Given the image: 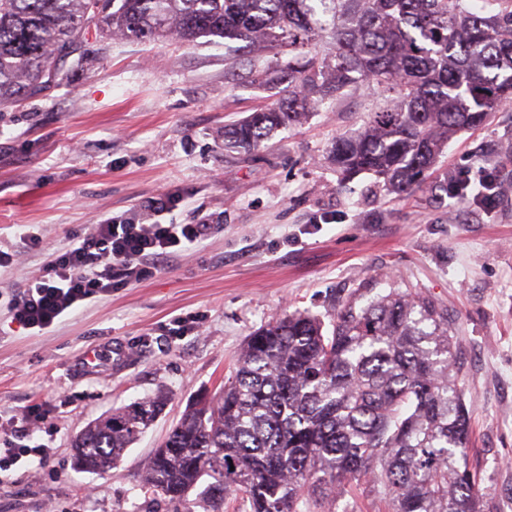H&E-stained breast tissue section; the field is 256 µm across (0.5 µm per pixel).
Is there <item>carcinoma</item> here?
Listing matches in <instances>:
<instances>
[{"mask_svg":"<svg viewBox=\"0 0 512 512\" xmlns=\"http://www.w3.org/2000/svg\"><path fill=\"white\" fill-rule=\"evenodd\" d=\"M155 41L242 43L253 81L288 91L224 127V145L259 147L317 104L365 85L390 104L336 138L340 180L370 173L391 194L424 186L448 140L512 102V0H0V107L83 63L89 28ZM288 54L259 69L251 53ZM322 318L295 310L249 336L222 391L192 404L149 458L144 485L206 512L242 494L249 512H333L361 487L387 512H483L468 460L470 408L448 310L391 292ZM134 402L74 439L73 468L103 474L159 415Z\"/></svg>","mask_w":512,"mask_h":512,"instance_id":"obj_1","label":"carcinoma"}]
</instances>
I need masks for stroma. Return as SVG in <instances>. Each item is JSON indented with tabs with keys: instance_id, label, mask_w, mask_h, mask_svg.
I'll use <instances>...</instances> for the list:
<instances>
[{
	"instance_id": "obj_1",
	"label": "stroma",
	"mask_w": 512,
	"mask_h": 512,
	"mask_svg": "<svg viewBox=\"0 0 512 512\" xmlns=\"http://www.w3.org/2000/svg\"><path fill=\"white\" fill-rule=\"evenodd\" d=\"M225 54L218 37L187 45L92 31L66 83L0 110V245L14 255L0 270V432L41 406L32 428L50 457L0 473V512H186L142 486L153 448L189 402L220 392L247 336L297 309L327 314L332 297L356 290L422 294L447 309L485 512H512V108L454 137L431 176L496 170L494 208L428 190L388 195L365 173L339 182L326 161L379 106L373 90L256 149H226L225 126L283 92L233 77ZM161 194L180 200L162 223L214 225L192 255L47 334L13 321L8 301L42 275L46 252L86 225L137 218ZM180 316L197 325L176 338ZM96 350L113 362L85 369ZM160 391L167 407L117 467L74 471L76 432Z\"/></svg>"
}]
</instances>
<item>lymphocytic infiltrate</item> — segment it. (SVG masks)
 <instances>
[{
    "instance_id": "1",
    "label": "lymphocytic infiltrate",
    "mask_w": 512,
    "mask_h": 512,
    "mask_svg": "<svg viewBox=\"0 0 512 512\" xmlns=\"http://www.w3.org/2000/svg\"><path fill=\"white\" fill-rule=\"evenodd\" d=\"M176 203L168 194L153 197L141 205L138 221L108 219L73 235L64 250L48 254L44 276L15 295L14 320L40 335L50 332L77 308L149 279L161 272L167 258L195 249L213 227L161 223L160 215ZM0 454L12 465L27 457L42 464L48 458L26 421L0 440Z\"/></svg>"
}]
</instances>
